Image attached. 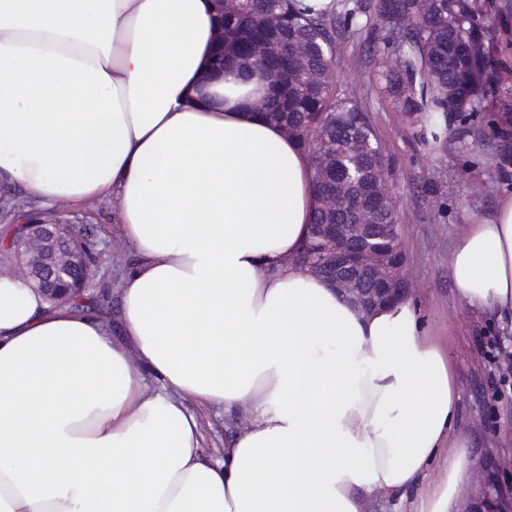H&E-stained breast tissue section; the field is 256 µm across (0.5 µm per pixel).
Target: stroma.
Segmentation results:
<instances>
[{
  "label": "stroma",
  "mask_w": 512,
  "mask_h": 512,
  "mask_svg": "<svg viewBox=\"0 0 512 512\" xmlns=\"http://www.w3.org/2000/svg\"><path fill=\"white\" fill-rule=\"evenodd\" d=\"M386 37L377 25L353 37L337 33L332 72L338 91L360 100L382 142L412 283L408 299L426 327L448 341L458 378L457 429L473 443L470 488L479 503L494 498L495 481L512 485V385L493 388L495 370L482 353L483 341L495 338L512 354V324L488 318L456 297L448 253L461 224L490 214L501 197L512 194V169L501 171L489 139L464 147L424 144L419 127L375 81ZM30 213L78 225L90 236L100 254L93 285L110 291L108 302L95 306L94 312L117 324L122 276L135 255L112 216L111 203L51 204L1 183L0 227ZM199 416L202 449L221 457L225 437L244 425V418L228 419L220 410H203Z\"/></svg>",
  "instance_id": "obj_1"
}]
</instances>
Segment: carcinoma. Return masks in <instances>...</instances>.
<instances>
[{"mask_svg":"<svg viewBox=\"0 0 512 512\" xmlns=\"http://www.w3.org/2000/svg\"><path fill=\"white\" fill-rule=\"evenodd\" d=\"M378 22L387 31L395 69L378 72L403 112L432 145L464 147L489 137L501 159L512 162V0H375L363 16L353 0H331L315 11L300 0H238L224 6V30L236 33L224 50V69H248L268 82L261 109L288 127L309 154L322 140L336 141L340 182L326 180L331 166L317 164L316 197L336 193V223L351 220L356 200L376 224L397 215L370 187L368 170L382 147L358 98L319 80L333 59L336 25L362 29ZM263 43L268 53L252 56ZM306 48L299 59L296 48Z\"/></svg>","mask_w":512,"mask_h":512,"instance_id":"carcinoma-1","label":"carcinoma"}]
</instances>
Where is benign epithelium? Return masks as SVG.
<instances>
[{"instance_id":"7a95c632","label":"benign epithelium","mask_w":512,"mask_h":512,"mask_svg":"<svg viewBox=\"0 0 512 512\" xmlns=\"http://www.w3.org/2000/svg\"><path fill=\"white\" fill-rule=\"evenodd\" d=\"M373 180L379 194L390 197L385 165L377 163ZM350 224H316L314 237L327 239L331 250L309 265L342 297L362 311L400 301L409 294L402 245L388 243L394 224H371L362 210ZM11 261L0 275L26 278L50 301L86 298L93 279L91 254L75 225L30 216L8 233Z\"/></svg>"}]
</instances>
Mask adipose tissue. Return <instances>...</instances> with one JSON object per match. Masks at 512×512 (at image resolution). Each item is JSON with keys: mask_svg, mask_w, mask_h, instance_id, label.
I'll list each match as a JSON object with an SVG mask.
<instances>
[{"mask_svg": "<svg viewBox=\"0 0 512 512\" xmlns=\"http://www.w3.org/2000/svg\"><path fill=\"white\" fill-rule=\"evenodd\" d=\"M215 27L212 0H0V181L115 201L137 257L116 331L0 276V512H467L447 347L299 263L312 162L213 76ZM448 266L512 320V195ZM189 398L244 415L223 458Z\"/></svg>", "mask_w": 512, "mask_h": 512, "instance_id": "ef3b65f1", "label": "adipose tissue"}]
</instances>
